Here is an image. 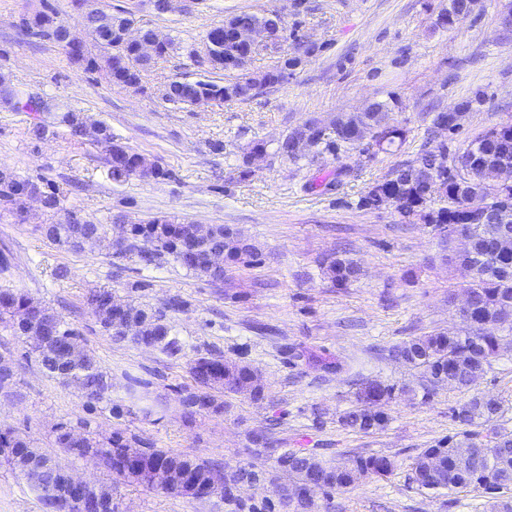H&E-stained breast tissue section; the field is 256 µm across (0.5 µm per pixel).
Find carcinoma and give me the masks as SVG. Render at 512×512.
<instances>
[{
  "label": "carcinoma",
  "instance_id": "carcinoma-1",
  "mask_svg": "<svg viewBox=\"0 0 512 512\" xmlns=\"http://www.w3.org/2000/svg\"><path fill=\"white\" fill-rule=\"evenodd\" d=\"M61 22L59 12L52 6L25 19L19 29L29 36L51 37ZM127 19L122 13L108 10L88 9L80 17V24L87 32H101L109 40L100 43L91 40L85 45L83 68L87 73L104 72L109 81L116 85L128 82L135 73L147 71L155 59H163L177 50V43L169 37H161L151 29L149 33L158 37L159 51L156 58L143 59L126 45L122 31ZM266 23L265 16L248 12L232 13L224 18L218 28L207 31L205 42L210 44V66L214 70L224 69L227 58L236 53L233 32L239 27ZM302 59L297 52L284 53L279 63L270 69L253 71L243 67L231 81L209 78L181 77L184 93L175 99L167 98L168 86L159 89L161 99L179 108H201L219 105L226 101H249L276 85L284 84L280 72L287 67H298ZM0 100L15 112L30 116L28 134L33 139H42L49 127L39 112L41 104L30 99L21 100L13 95L8 75L0 73ZM372 112H354L349 123L374 132L372 145L387 151L397 142L406 139V129L392 118L399 107V100L392 96L387 101L374 103ZM442 113H434L427 138L415 157L392 169L389 177L380 181L381 189L396 198V211L405 224L422 223L431 226L443 240H453L452 227L459 224L461 200L454 188L460 181L468 190L478 194L492 193L512 203V187L502 188L499 182V167L488 159L505 157L512 163V127L503 129L498 125L472 140L463 152L468 158L465 168L456 171L446 193L434 200L422 194L421 175L443 165L439 151H448L435 139L438 119ZM58 121L69 129L70 136L81 143L95 144L101 139L110 142L111 156L106 158L108 175L113 181L123 183L139 177L137 171L149 170L154 178L168 175L158 162L135 151L122 143L103 121L93 120L81 112L61 111ZM360 147L352 137L351 130L328 131L307 153L296 154L286 134L277 143L275 155L298 165L306 160L313 162L318 156L329 155L338 159L341 155ZM37 194L47 200L46 211L60 209L59 188L39 177H21L9 172L8 179H0V208L13 214L26 207L25 193ZM46 238L53 244L74 251L86 248L104 247L112 255L124 257L135 255L145 264L164 256L171 257L181 267L208 281H224V269L214 268L209 257L214 253L224 254V260L246 265L261 262L260 247L240 231L224 224H212L201 237L194 235L192 224L174 216L159 215L147 220L126 225L123 242L118 243L108 236L103 224H71L66 220L43 225ZM469 230L479 243L470 269L471 288L476 312L481 326L465 335L439 331L414 337L388 349V357L421 371L427 386L436 388L448 384L450 388H468L477 377L487 373L491 361L497 356L504 335H512V278L505 279L500 269L512 267V235L502 237L495 224H471ZM360 267L352 259L336 257L326 266L327 277L338 288H344L358 278ZM112 290L102 288L86 296V305L97 320L103 332L117 342L125 341L119 327L121 321L112 317V311L99 307L109 300ZM127 314L132 319L148 318L154 326H145L144 335L157 339V349L171 358H177L183 351L179 339L172 334V327L165 320V311L160 309L126 304ZM17 315L40 317L42 322L58 325L59 334L42 336L37 326H32L25 336L30 353L40 369L49 378L63 387L78 391L87 416L76 422L60 423L53 430V444L68 455H74L71 437L83 439L86 448L100 454L102 466L116 477L129 483L152 488L148 473L160 467L180 468L188 472V481L202 482L205 474L220 467V464L196 457L185 458L179 454L156 448L136 437L128 438L120 432L101 438L92 427L90 415L97 405L107 403L115 417L123 415L124 408L112 404V375L93 357L86 355L82 360L71 358L68 338L77 335L63 318L28 295L10 289H0V327H14ZM192 384L177 389L178 401L185 413L212 414L224 410V397L250 394L254 398L264 396V386H247L258 370L242 360L229 361L224 356L209 353L193 360L189 367ZM410 389L402 386L385 385L377 380L359 384L355 404L340 416V423L349 429L362 433H374L385 428L388 414L384 406L395 394L404 395ZM502 413V401L495 396H476L453 410V419L459 431L436 444L423 449L415 458L411 468V480L420 490L474 489L484 494L492 504L493 512H512V431L497 424ZM479 434L492 443L491 452L483 447H474L478 460L461 461L456 454L460 444L471 442L473 434ZM33 447L27 438L13 429L0 427V459L13 465L14 456ZM292 457L288 470L282 471L273 465L268 469L258 468L261 479L277 481L283 486H299L307 483L313 471L328 470L334 487L316 496V500L300 506V512H317V500H330L333 494L351 487L357 476L382 478L391 475L397 468L394 459L384 455H357L343 462H332L318 457L304 449L289 450ZM215 497L224 502V512H282V504H273L263 498L246 502L233 499L225 487L215 489Z\"/></svg>",
  "mask_w": 512,
  "mask_h": 512
}]
</instances>
